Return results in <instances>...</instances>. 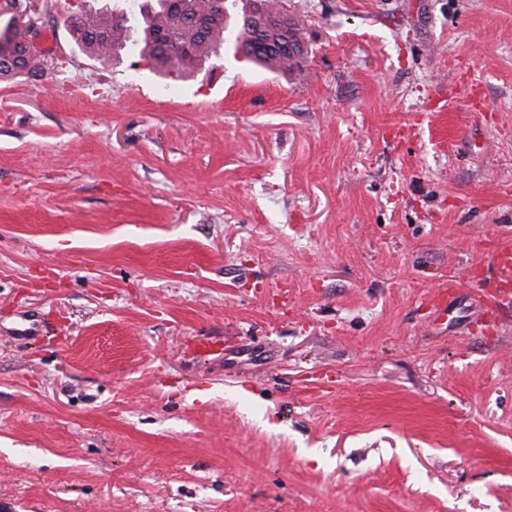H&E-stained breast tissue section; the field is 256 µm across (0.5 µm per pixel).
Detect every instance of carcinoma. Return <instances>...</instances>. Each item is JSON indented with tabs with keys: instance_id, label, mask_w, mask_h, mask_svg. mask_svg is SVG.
<instances>
[{
	"instance_id": "obj_1",
	"label": "carcinoma",
	"mask_w": 512,
	"mask_h": 512,
	"mask_svg": "<svg viewBox=\"0 0 512 512\" xmlns=\"http://www.w3.org/2000/svg\"><path fill=\"white\" fill-rule=\"evenodd\" d=\"M182 9L171 10L174 0H156L151 10L139 11L137 25L130 24L129 13L88 11L78 6L69 28L74 45L88 58L97 61L112 55L129 43L139 47V55L159 75L185 78L221 58L224 43L234 38L236 50L244 58L272 71L294 68L286 52L249 51L258 31L247 22L255 5L262 3L270 14L283 11L281 0H241L240 14L232 16L219 0H181ZM30 11L28 0H5L0 4V81L25 76L40 79L59 71L63 61L44 51H28L29 38L15 30L13 22Z\"/></svg>"
}]
</instances>
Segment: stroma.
Wrapping results in <instances>:
<instances>
[{"label": "stroma", "instance_id": "stroma-1", "mask_svg": "<svg viewBox=\"0 0 512 512\" xmlns=\"http://www.w3.org/2000/svg\"><path fill=\"white\" fill-rule=\"evenodd\" d=\"M38 2L66 64L0 82V512H512V307L468 279L512 247V0H282L294 70L179 81Z\"/></svg>", "mask_w": 512, "mask_h": 512}]
</instances>
